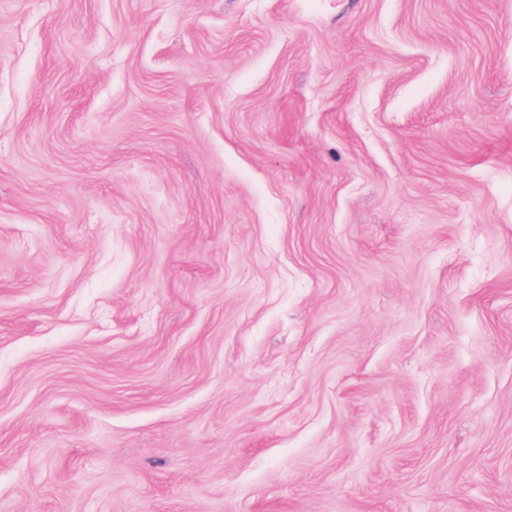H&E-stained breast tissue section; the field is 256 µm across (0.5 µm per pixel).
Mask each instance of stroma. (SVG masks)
<instances>
[{"instance_id":"stroma-1","label":"stroma","mask_w":512,"mask_h":512,"mask_svg":"<svg viewBox=\"0 0 512 512\" xmlns=\"http://www.w3.org/2000/svg\"><path fill=\"white\" fill-rule=\"evenodd\" d=\"M0 512H512V0H0Z\"/></svg>"}]
</instances>
